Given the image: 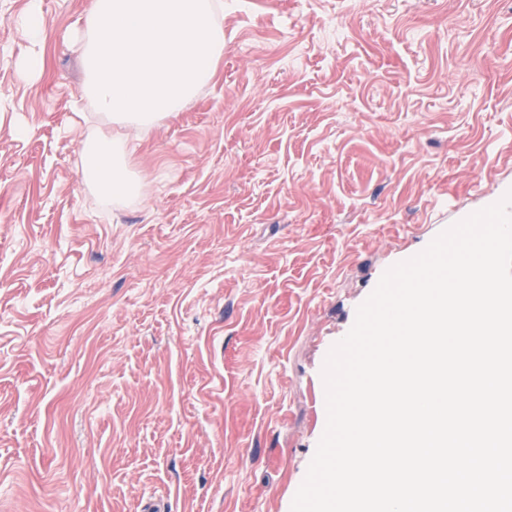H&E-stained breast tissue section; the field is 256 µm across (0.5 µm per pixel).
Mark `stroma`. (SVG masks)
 Here are the masks:
<instances>
[{
  "mask_svg": "<svg viewBox=\"0 0 512 512\" xmlns=\"http://www.w3.org/2000/svg\"><path fill=\"white\" fill-rule=\"evenodd\" d=\"M87 3L30 76L0 0V512H291L358 306L512 190V0H224L132 203L83 179Z\"/></svg>",
  "mask_w": 512,
  "mask_h": 512,
  "instance_id": "1",
  "label": "stroma"
}]
</instances>
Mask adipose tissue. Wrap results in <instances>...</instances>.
I'll return each instance as SVG.
<instances>
[{"instance_id": "adipose-tissue-1", "label": "adipose tissue", "mask_w": 512, "mask_h": 512, "mask_svg": "<svg viewBox=\"0 0 512 512\" xmlns=\"http://www.w3.org/2000/svg\"><path fill=\"white\" fill-rule=\"evenodd\" d=\"M39 0L19 24L33 48L27 74L44 66L47 23ZM223 0H89L77 41L86 70L85 94L106 117L82 144L85 181L102 196L138 197L151 175L133 167L124 135L186 109L213 80L224 55Z\"/></svg>"}]
</instances>
